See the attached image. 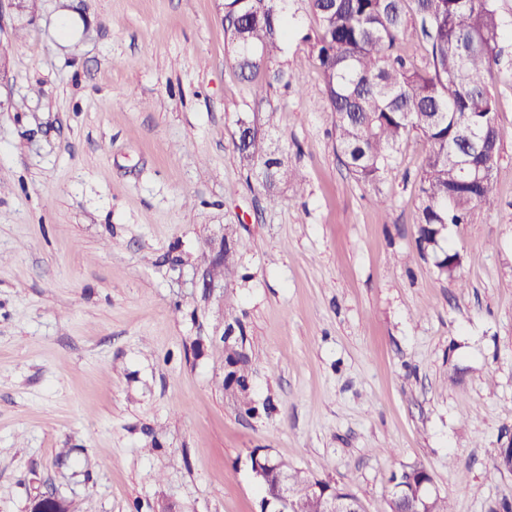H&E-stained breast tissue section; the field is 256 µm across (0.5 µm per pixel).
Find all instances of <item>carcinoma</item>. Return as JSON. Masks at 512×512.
Listing matches in <instances>:
<instances>
[{
	"mask_svg": "<svg viewBox=\"0 0 512 512\" xmlns=\"http://www.w3.org/2000/svg\"><path fill=\"white\" fill-rule=\"evenodd\" d=\"M500 0H309L318 26L311 55L321 73L326 105L334 115L336 147L353 175L363 182L379 180L403 140L416 132L429 142L419 171L421 209L417 224L422 250L438 245L450 224L470 222L476 206L490 201L493 171L505 130L497 123V101L486 75L498 64L499 44L512 34ZM420 18L429 68L419 69L397 53ZM224 32L240 75L265 85L288 88L292 78L273 62L288 40L286 0L224 2ZM252 126L245 138H234L243 166L267 156L268 130ZM458 253L435 254L439 271L449 277ZM230 368L225 388H248L243 350L219 351ZM294 490L316 484L355 497L329 476L314 477L279 461ZM430 478L422 467L404 466L390 476L407 492L395 505L406 512H449L448 502L424 497L421 482Z\"/></svg>",
	"mask_w": 512,
	"mask_h": 512,
	"instance_id": "1",
	"label": "carcinoma"
}]
</instances>
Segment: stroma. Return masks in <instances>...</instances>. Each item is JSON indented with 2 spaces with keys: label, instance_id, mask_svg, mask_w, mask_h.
I'll return each instance as SVG.
<instances>
[{
  "label": "stroma",
  "instance_id": "35a3bbf8",
  "mask_svg": "<svg viewBox=\"0 0 512 512\" xmlns=\"http://www.w3.org/2000/svg\"><path fill=\"white\" fill-rule=\"evenodd\" d=\"M223 16L220 0H0V512L45 493L71 512H258L255 448L365 512L405 465L452 512L512 502V472L489 473L512 439V139L491 201L440 241L462 259L446 276L417 243L429 145L411 134L380 180L355 179L308 0L288 2L294 82L260 104ZM486 81L511 129L512 40ZM271 108L303 176L273 205L233 145L241 115ZM227 232L207 297L192 280ZM228 304L243 396L193 351ZM278 460L279 466L283 467L285 470L288 471L292 487L295 491L302 490L308 485L316 484L321 486L323 489L334 490L336 491V494L357 498L355 494H353L347 487L337 485L336 482L332 481L328 475L324 477L309 476L305 474L303 471L299 470L298 468L289 466L287 462L280 459Z\"/></svg>",
  "mask_w": 512,
  "mask_h": 512
}]
</instances>
